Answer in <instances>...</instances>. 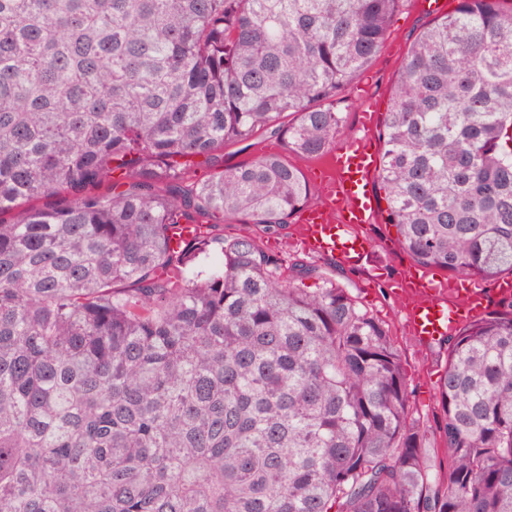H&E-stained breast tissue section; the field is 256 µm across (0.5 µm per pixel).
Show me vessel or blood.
<instances>
[{"mask_svg":"<svg viewBox=\"0 0 512 512\" xmlns=\"http://www.w3.org/2000/svg\"><path fill=\"white\" fill-rule=\"evenodd\" d=\"M361 112L360 123L332 151L324 198L302 212L298 225L305 249L352 265L372 260L374 243L359 234L358 228L376 223L378 218L372 189L379 163L372 138L378 113L367 102ZM397 285L401 297L408 300L403 314L409 332L425 344L441 339L488 309L486 294L465 277L430 279L409 267Z\"/></svg>","mask_w":512,"mask_h":512,"instance_id":"b4317fda","label":"vessel or blood"}]
</instances>
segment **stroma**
Returning a JSON list of instances; mask_svg holds the SVG:
<instances>
[{"mask_svg": "<svg viewBox=\"0 0 512 512\" xmlns=\"http://www.w3.org/2000/svg\"><path fill=\"white\" fill-rule=\"evenodd\" d=\"M433 22V15L414 10L410 0H405L391 23L381 52L343 94L341 108L346 130H353L358 122L361 99L371 100L379 114H386L404 58L416 36ZM281 150V139L261 130L249 141L225 145L224 166L234 168L260 153ZM361 232L376 244L393 245L392 254L378 253L377 263L373 266L347 265L332 257L304 250L297 240L296 226L292 223L269 227L233 222L224 226L225 235L249 236L281 256L294 255L321 267L348 289L360 307L385 323L407 374L411 392L410 414L424 425L426 446L440 471H447L448 458L436 421L441 410L438 381L448 364V341L443 338L431 344H421L408 332L402 313V300L394 295L393 284L407 267L412 266L413 260L402 249L396 248L395 227L381 220L363 225Z\"/></svg>", "mask_w": 512, "mask_h": 512, "instance_id": "obj_1", "label": "stroma"}]
</instances>
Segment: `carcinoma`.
Here are the masks:
<instances>
[{"label": "carcinoma", "mask_w": 512, "mask_h": 512, "mask_svg": "<svg viewBox=\"0 0 512 512\" xmlns=\"http://www.w3.org/2000/svg\"><path fill=\"white\" fill-rule=\"evenodd\" d=\"M402 3L0 0V512H512V299L450 337L443 476L382 323L218 233L306 205L280 153H220L329 150ZM384 127L401 249L512 274V0L424 30Z\"/></svg>", "instance_id": "1"}]
</instances>
